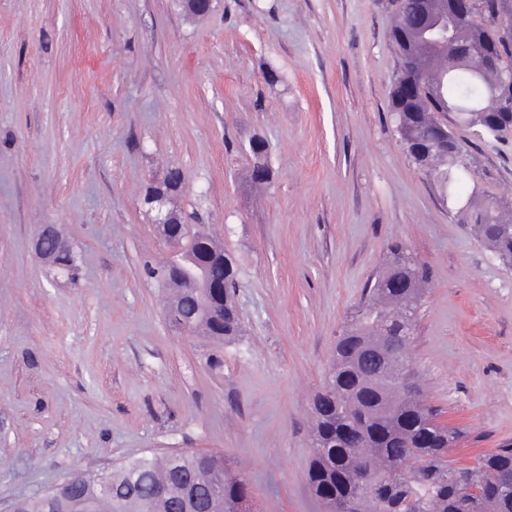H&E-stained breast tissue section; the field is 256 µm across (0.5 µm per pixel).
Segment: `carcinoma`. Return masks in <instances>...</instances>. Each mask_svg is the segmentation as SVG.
Wrapping results in <instances>:
<instances>
[{
    "label": "carcinoma",
    "instance_id": "cac0c4a2",
    "mask_svg": "<svg viewBox=\"0 0 512 512\" xmlns=\"http://www.w3.org/2000/svg\"><path fill=\"white\" fill-rule=\"evenodd\" d=\"M512 0H474L471 11L448 16L451 39L418 28L420 0H396L391 31L409 36L411 55L395 43L401 66L393 80L391 119L416 167L435 187L448 212L472 209L471 230L500 261L512 264V206L478 189L473 161L456 130L496 137L509 125L502 112L500 77L512 71V35L501 20ZM418 75L411 98L396 87ZM452 120L437 139L439 113ZM44 254L65 271L75 268L69 244L43 242ZM215 253L205 278L237 284V270L210 234L198 231L181 260ZM171 263L148 269L168 280L169 323L191 334L232 342L242 332L235 301L223 302L196 282L168 278ZM428 277L395 247L363 296L352 322L336 337L327 382L331 396L311 403L313 454L307 481L326 512L340 502L347 512H512V448H498L467 465L448 460L458 431L413 387L409 355L395 345L412 339ZM97 495L98 512H249L244 476L224 466V456L200 453L148 454L109 473L77 474L68 496Z\"/></svg>",
    "mask_w": 512,
    "mask_h": 512
}]
</instances>
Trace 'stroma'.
Returning <instances> with one entry per match:
<instances>
[{"label": "stroma", "mask_w": 512, "mask_h": 512, "mask_svg": "<svg viewBox=\"0 0 512 512\" xmlns=\"http://www.w3.org/2000/svg\"><path fill=\"white\" fill-rule=\"evenodd\" d=\"M393 0H0V512L153 451L223 455L251 512H323L310 403L336 338L401 246L429 272L411 362L449 460L512 447V266L449 214L388 118ZM512 198V132L467 130ZM268 182L252 179V140ZM166 201L239 270L243 334L169 324L146 266ZM55 224L75 276L38 258Z\"/></svg>", "instance_id": "1"}]
</instances>
